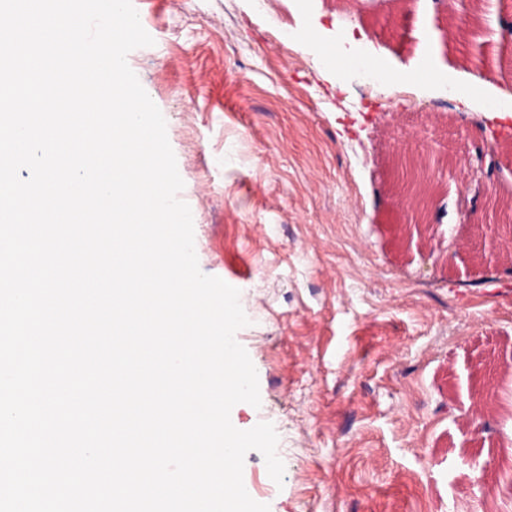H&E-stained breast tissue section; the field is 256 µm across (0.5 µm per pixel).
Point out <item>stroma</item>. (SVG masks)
Returning a JSON list of instances; mask_svg holds the SVG:
<instances>
[{
  "instance_id": "stroma-1",
  "label": "stroma",
  "mask_w": 512,
  "mask_h": 512,
  "mask_svg": "<svg viewBox=\"0 0 512 512\" xmlns=\"http://www.w3.org/2000/svg\"><path fill=\"white\" fill-rule=\"evenodd\" d=\"M154 44L130 68L163 114L180 197L192 212L203 273L240 291L237 341L258 374L282 483L247 453L243 481L270 512H512L499 478L512 465V266L447 258L473 245L468 212L488 192L512 198V134L497 157L486 110L512 91V62L476 66L472 45L498 40L494 0H475L445 39L432 0H133ZM354 29L391 69L426 56L439 85L400 102L364 85L336 92L308 23ZM467 80L473 106L452 96ZM450 156L430 227L406 241L392 193L399 150ZM494 366L500 400L486 428L468 367Z\"/></svg>"
}]
</instances>
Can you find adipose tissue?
<instances>
[{"instance_id": "1", "label": "adipose tissue", "mask_w": 512, "mask_h": 512, "mask_svg": "<svg viewBox=\"0 0 512 512\" xmlns=\"http://www.w3.org/2000/svg\"><path fill=\"white\" fill-rule=\"evenodd\" d=\"M303 39L313 46L322 47L326 61L335 71L337 81H344L352 70L361 68L373 74L380 88L391 92L394 90L418 91L428 86L439 77V70L432 60H424L412 69L387 70L372 55L356 53L351 33H337L335 38H328L322 26H308L302 33Z\"/></svg>"}]
</instances>
